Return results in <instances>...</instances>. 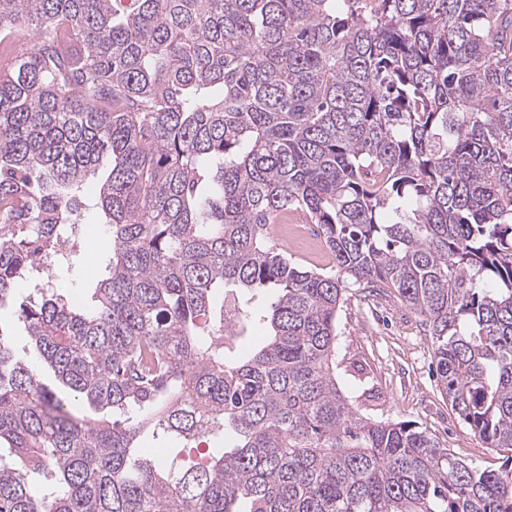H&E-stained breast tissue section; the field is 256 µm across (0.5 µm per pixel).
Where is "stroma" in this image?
I'll list each match as a JSON object with an SVG mask.
<instances>
[{
    "mask_svg": "<svg viewBox=\"0 0 512 512\" xmlns=\"http://www.w3.org/2000/svg\"><path fill=\"white\" fill-rule=\"evenodd\" d=\"M96 209L81 211L75 232L77 248L56 263L51 278L33 273L20 280L12 300L0 307V328L25 350L32 364L40 358L29 347L17 310L48 289L92 304L97 279L105 273L111 243L97 229ZM335 370L344 394L361 412L377 419L411 421L458 456L481 467L496 468L503 451L483 447L458 416L435 382L431 342L421 330L418 314L390 293L368 294L359 287L346 292L338 317Z\"/></svg>",
    "mask_w": 512,
    "mask_h": 512,
    "instance_id": "35a3bbf8",
    "label": "stroma"
}]
</instances>
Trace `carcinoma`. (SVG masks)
Returning a JSON list of instances; mask_svg holds the SVG:
<instances>
[{
  "instance_id": "1",
  "label": "carcinoma",
  "mask_w": 512,
  "mask_h": 512,
  "mask_svg": "<svg viewBox=\"0 0 512 512\" xmlns=\"http://www.w3.org/2000/svg\"><path fill=\"white\" fill-rule=\"evenodd\" d=\"M118 5L0 0V306L88 182L112 236L92 308L18 309L101 416L0 328V512H512V455L480 468L367 417L334 369L346 291L391 289L452 412L512 452V0ZM288 214L330 270L272 243ZM149 428L231 447L160 460Z\"/></svg>"
}]
</instances>
